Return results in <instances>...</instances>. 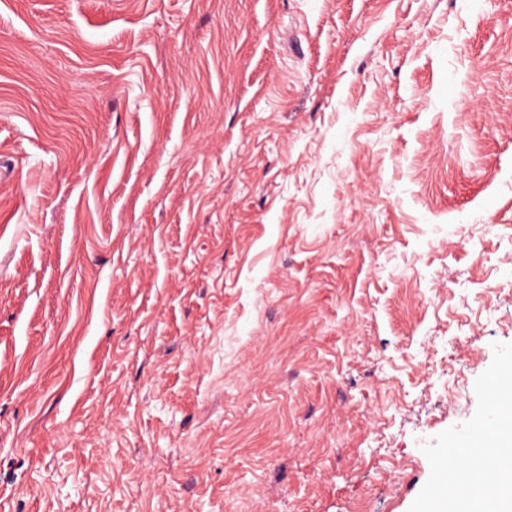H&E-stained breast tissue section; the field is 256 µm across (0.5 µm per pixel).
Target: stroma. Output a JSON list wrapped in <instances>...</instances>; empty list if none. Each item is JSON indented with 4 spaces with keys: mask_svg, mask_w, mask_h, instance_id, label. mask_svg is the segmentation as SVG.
Masks as SVG:
<instances>
[{
    "mask_svg": "<svg viewBox=\"0 0 512 512\" xmlns=\"http://www.w3.org/2000/svg\"><path fill=\"white\" fill-rule=\"evenodd\" d=\"M512 344V0H0V512H409Z\"/></svg>",
    "mask_w": 512,
    "mask_h": 512,
    "instance_id": "1",
    "label": "stroma"
}]
</instances>
